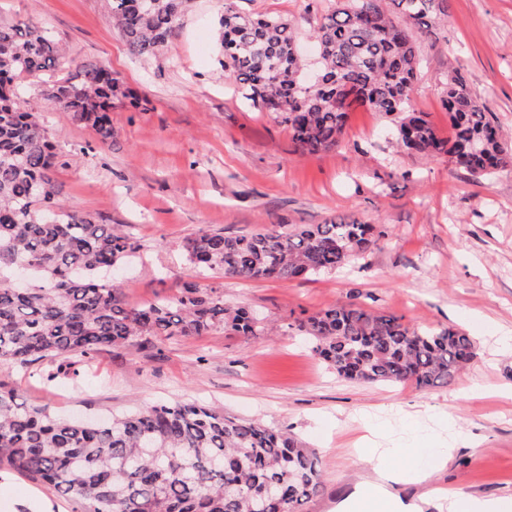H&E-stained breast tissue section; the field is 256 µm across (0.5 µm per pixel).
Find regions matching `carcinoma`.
<instances>
[{
	"label": "carcinoma",
	"mask_w": 512,
	"mask_h": 512,
	"mask_svg": "<svg viewBox=\"0 0 512 512\" xmlns=\"http://www.w3.org/2000/svg\"><path fill=\"white\" fill-rule=\"evenodd\" d=\"M382 0H334L315 30L321 83L302 78L297 31L283 17L256 19L224 4V73L242 98L288 125L297 149L337 146L356 106L393 117L397 143L411 154L448 157L475 181L512 164L500 126L457 76L444 106L453 131L441 137L412 109L420 64L416 35L447 15L446 0H398L408 24L387 16ZM187 0H108L129 53L156 58ZM62 76L47 99L112 139V99L126 96L112 70L75 67L45 28L0 23V364L28 365L156 339L199 337L222 328L265 335L253 313L214 291L185 287L169 300L126 308L120 285L101 279L140 245L119 226L67 208L53 172L54 145L24 107L29 80ZM385 237L375 224L345 220L228 236L202 231L182 250L200 272L259 281L295 280L341 269ZM311 351L344 379L361 384L450 383L475 355V341L448 326L420 329L357 303L329 306L298 320ZM0 466L76 500L84 512H303L321 490V459L285 432L174 401L107 420L63 421L48 407L18 401L0 386Z\"/></svg>",
	"instance_id": "obj_1"
}]
</instances>
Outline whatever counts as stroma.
Segmentation results:
<instances>
[{
  "label": "stroma",
  "mask_w": 512,
  "mask_h": 512,
  "mask_svg": "<svg viewBox=\"0 0 512 512\" xmlns=\"http://www.w3.org/2000/svg\"><path fill=\"white\" fill-rule=\"evenodd\" d=\"M228 0H190L162 56H132L106 0H0V21L50 29L72 63L112 69L129 98L112 106V138L51 104L47 74L26 98L57 153L61 199L103 224L125 225L142 246L117 270L131 306L214 288L229 305L264 315L274 330L246 338L218 329L199 338L106 348L90 365L57 373L43 360L1 366L0 384L57 416L106 418L169 401L198 402L285 430L321 460V493L304 512H337L367 472L351 443L368 411L383 435L398 409L447 412L474 447L455 449L435 485L512 499V397L463 398L477 384L512 387V353L495 340L512 330V166L474 181L447 158L399 149L388 117L350 112L340 143L304 153L273 112L244 105L224 76L218 20ZM251 16L297 22L311 48L320 13L312 0H229ZM448 19L421 36L413 107L442 137L452 130L446 81L461 77L512 140V0H447ZM377 224L386 236L350 266L308 280L243 281L198 275L182 241L200 231L243 234L333 220ZM402 317L418 328L455 326L476 340L473 363L447 386L361 385L315 356L296 330L302 313L337 303ZM53 372L49 383L40 376Z\"/></svg>",
  "instance_id": "obj_1"
}]
</instances>
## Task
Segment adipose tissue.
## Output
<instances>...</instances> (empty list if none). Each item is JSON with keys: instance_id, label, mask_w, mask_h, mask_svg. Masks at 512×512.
Instances as JSON below:
<instances>
[{"instance_id": "1", "label": "adipose tissue", "mask_w": 512, "mask_h": 512, "mask_svg": "<svg viewBox=\"0 0 512 512\" xmlns=\"http://www.w3.org/2000/svg\"><path fill=\"white\" fill-rule=\"evenodd\" d=\"M363 436L356 450L358 457L371 466V478L346 502L345 512H411L392 492L393 486L416 483L426 485L420 498L424 507L435 512H512V499L500 497H473L458 490L437 491L428 482L434 471L444 467L450 449L470 443V436L462 431L451 434L444 448L404 445L392 442L381 446L370 421H363Z\"/></svg>"}]
</instances>
